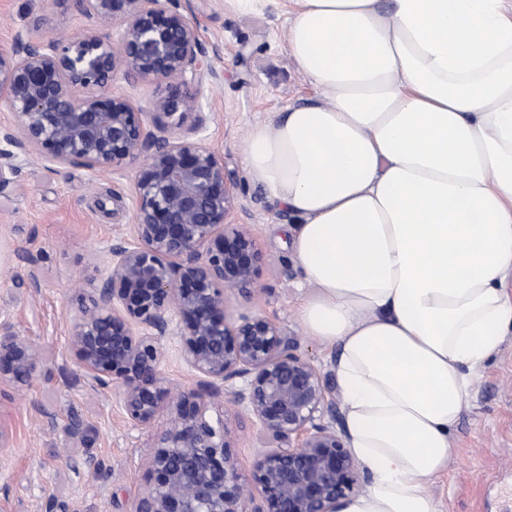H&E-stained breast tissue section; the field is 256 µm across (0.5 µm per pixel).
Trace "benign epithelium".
Masks as SVG:
<instances>
[{
	"mask_svg": "<svg viewBox=\"0 0 512 512\" xmlns=\"http://www.w3.org/2000/svg\"><path fill=\"white\" fill-rule=\"evenodd\" d=\"M88 24L32 43L14 34L0 51V187L31 158L117 174L139 161L132 222L108 249L89 304L72 319L66 347L87 388H117L127 419L152 426L174 407L148 467L154 483L130 512H336L360 491L359 465L334 422L336 386L295 352L272 319L225 316L228 291L256 288L261 253L253 225L236 222L224 161L182 135L209 121L200 96L219 78L197 27L176 0H72ZM120 79L165 83L148 110L110 90ZM204 390L162 375L167 339ZM38 346L0 321V382L23 387L37 374ZM232 401L278 442L239 466L224 421L208 398Z\"/></svg>",
	"mask_w": 512,
	"mask_h": 512,
	"instance_id": "benign-epithelium-1",
	"label": "benign epithelium"
}]
</instances>
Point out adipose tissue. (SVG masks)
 Here are the masks:
<instances>
[{"instance_id": "1", "label": "adipose tissue", "mask_w": 512, "mask_h": 512, "mask_svg": "<svg viewBox=\"0 0 512 512\" xmlns=\"http://www.w3.org/2000/svg\"><path fill=\"white\" fill-rule=\"evenodd\" d=\"M295 2L288 52L324 96L244 161L297 217L300 318L339 350L370 481L337 512H438L449 432L512 335V0Z\"/></svg>"}]
</instances>
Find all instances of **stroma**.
Returning <instances> with one entry per match:
<instances>
[{
    "instance_id": "stroma-1",
    "label": "stroma",
    "mask_w": 512,
    "mask_h": 512,
    "mask_svg": "<svg viewBox=\"0 0 512 512\" xmlns=\"http://www.w3.org/2000/svg\"><path fill=\"white\" fill-rule=\"evenodd\" d=\"M288 3L259 0L241 10L229 0H178L222 73L220 82L204 89L202 108L210 121L199 137L223 159L236 186V217L253 225L262 253L257 291L228 293L226 314L275 320L298 353L327 373L336 350L309 336L299 315L302 299L315 289L304 281L291 248L294 219L244 164L254 126L273 124L288 106L322 96L288 52ZM85 23L71 0H0V48H9L19 29L43 42ZM134 177L131 166L98 176L78 164L55 167L33 159L0 188V316L42 354L28 386L0 383V427L10 437V453L0 460V497L8 496L15 512H44L52 499L69 502L75 512H130L153 482L147 461L170 419L169 407L153 426L133 425L116 391L87 390L66 347L69 323L88 302L89 283L132 221ZM33 265L42 274L37 291L26 284ZM210 413L223 418L243 470L272 447L228 395L212 398ZM73 424L78 434H70ZM449 440L454 454L428 487L440 512H512V336L476 375Z\"/></svg>"
}]
</instances>
